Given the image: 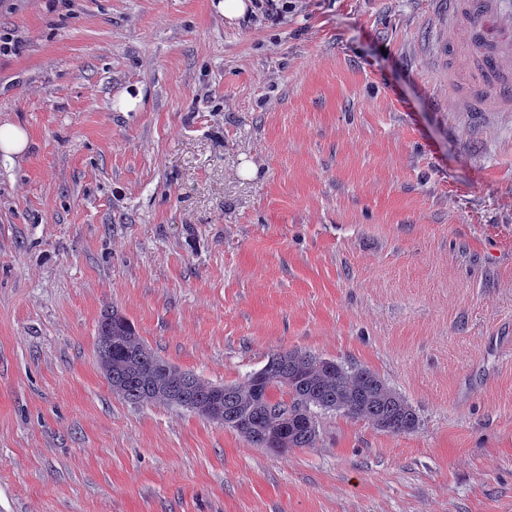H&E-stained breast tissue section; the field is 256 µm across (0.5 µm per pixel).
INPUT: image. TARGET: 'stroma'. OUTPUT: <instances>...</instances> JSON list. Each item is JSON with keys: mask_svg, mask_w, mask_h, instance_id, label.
Masks as SVG:
<instances>
[{"mask_svg": "<svg viewBox=\"0 0 512 512\" xmlns=\"http://www.w3.org/2000/svg\"><path fill=\"white\" fill-rule=\"evenodd\" d=\"M217 2L0 7V512H512V112L453 111L444 0ZM113 308L211 383L367 367L419 425L275 451L130 403ZM29 146L27 130L15 123L0 124V151L6 156L23 154Z\"/></svg>", "mask_w": 512, "mask_h": 512, "instance_id": "35a3bbf8", "label": "stroma"}]
</instances>
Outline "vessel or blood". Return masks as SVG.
<instances>
[{
	"label": "vessel or blood",
	"instance_id": "obj_1",
	"mask_svg": "<svg viewBox=\"0 0 512 512\" xmlns=\"http://www.w3.org/2000/svg\"><path fill=\"white\" fill-rule=\"evenodd\" d=\"M448 27L467 31L466 43H447L467 58L466 77L448 74L458 111L512 112V0H448Z\"/></svg>",
	"mask_w": 512,
	"mask_h": 512
}]
</instances>
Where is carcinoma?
Masks as SVG:
<instances>
[{"label":"carcinoma","mask_w":512,"mask_h":512,"mask_svg":"<svg viewBox=\"0 0 512 512\" xmlns=\"http://www.w3.org/2000/svg\"><path fill=\"white\" fill-rule=\"evenodd\" d=\"M97 364L122 399L192 411L257 448H313L318 416L330 412L363 417L393 434L419 425L415 409L379 374L298 349L272 354L241 383L206 382L157 356L115 308L99 323Z\"/></svg>","instance_id":"carcinoma-1"}]
</instances>
